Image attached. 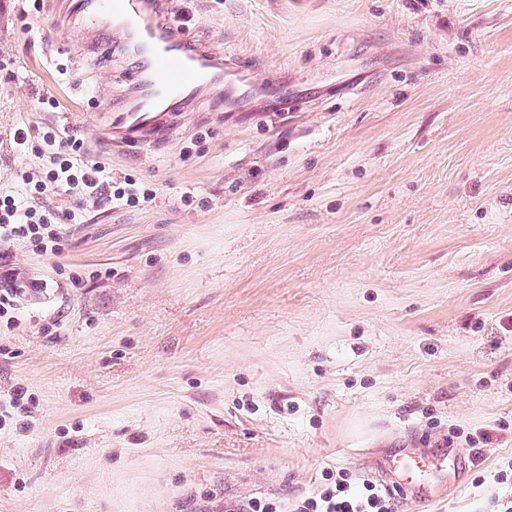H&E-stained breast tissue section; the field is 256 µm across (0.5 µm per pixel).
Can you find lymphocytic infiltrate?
<instances>
[{
  "label": "lymphocytic infiltrate",
  "instance_id": "f902f5d3",
  "mask_svg": "<svg viewBox=\"0 0 512 512\" xmlns=\"http://www.w3.org/2000/svg\"><path fill=\"white\" fill-rule=\"evenodd\" d=\"M85 142V134L78 130L62 136L44 134L37 145L27 129L14 132L15 148L35 151L43 163L22 175L20 192L0 193V259L14 248L40 256L61 254L76 215L48 205L51 195L63 192L112 207L152 200V189H137L131 179H115L102 162L86 160ZM224 512H396V504L383 485L359 483L348 471L328 469L319 486L303 498L228 501Z\"/></svg>",
  "mask_w": 512,
  "mask_h": 512
}]
</instances>
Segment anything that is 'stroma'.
<instances>
[{
	"label": "stroma",
	"instance_id": "1",
	"mask_svg": "<svg viewBox=\"0 0 512 512\" xmlns=\"http://www.w3.org/2000/svg\"><path fill=\"white\" fill-rule=\"evenodd\" d=\"M169 9L283 95L202 89L125 135L136 60L103 31L81 49L70 0H0V192L40 163L14 147L24 125L83 130L154 191L53 197L79 286L7 262L50 299L0 325V512H224L405 448L465 458L409 512H494L512 499V0Z\"/></svg>",
	"mask_w": 512,
	"mask_h": 512
}]
</instances>
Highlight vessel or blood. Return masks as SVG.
Listing matches in <instances>:
<instances>
[{
    "mask_svg": "<svg viewBox=\"0 0 512 512\" xmlns=\"http://www.w3.org/2000/svg\"><path fill=\"white\" fill-rule=\"evenodd\" d=\"M162 0H74L73 9L85 34H94L102 16L115 24L109 43L135 58L139 67L132 78L136 97L121 123L126 134L140 133L155 112L170 102H180L194 89L223 83L228 100L236 98V69L213 46L189 39ZM457 458L456 450L434 456L410 448L397 457L372 464L373 474L386 486L397 488L413 502H429L438 495L446 471Z\"/></svg>",
    "mask_w": 512,
    "mask_h": 512,
    "instance_id": "1",
    "label": "vessel or blood"
}]
</instances>
